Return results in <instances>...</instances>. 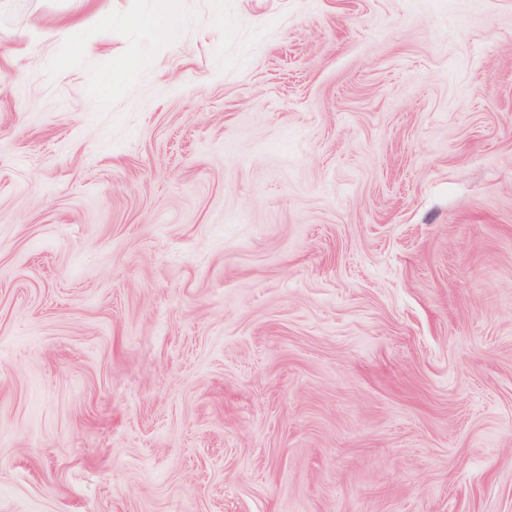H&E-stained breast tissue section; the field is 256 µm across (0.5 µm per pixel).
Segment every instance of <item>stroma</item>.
Segmentation results:
<instances>
[{
    "instance_id": "stroma-1",
    "label": "stroma",
    "mask_w": 512,
    "mask_h": 512,
    "mask_svg": "<svg viewBox=\"0 0 512 512\" xmlns=\"http://www.w3.org/2000/svg\"><path fill=\"white\" fill-rule=\"evenodd\" d=\"M153 8L0 0V512H512V0ZM177 0H155L151 23L160 37H165L168 31L181 20L176 8Z\"/></svg>"
}]
</instances>
